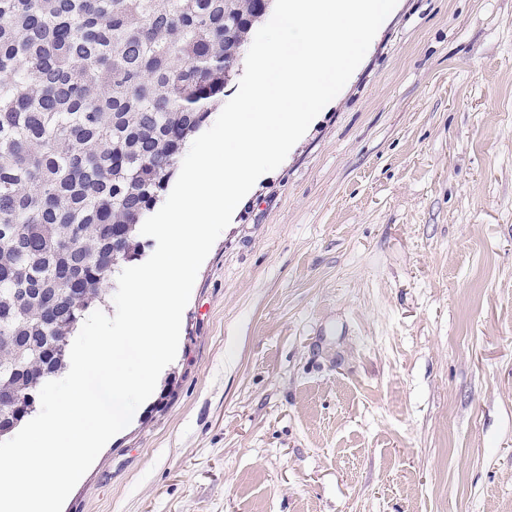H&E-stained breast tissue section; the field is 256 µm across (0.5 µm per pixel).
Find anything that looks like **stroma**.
<instances>
[{
    "label": "stroma",
    "mask_w": 512,
    "mask_h": 512,
    "mask_svg": "<svg viewBox=\"0 0 512 512\" xmlns=\"http://www.w3.org/2000/svg\"><path fill=\"white\" fill-rule=\"evenodd\" d=\"M62 512H512V0H397Z\"/></svg>",
    "instance_id": "stroma-1"
}]
</instances>
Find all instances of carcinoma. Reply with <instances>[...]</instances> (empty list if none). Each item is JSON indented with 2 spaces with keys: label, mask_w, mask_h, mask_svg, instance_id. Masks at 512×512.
<instances>
[{
  "label": "carcinoma",
  "mask_w": 512,
  "mask_h": 512,
  "mask_svg": "<svg viewBox=\"0 0 512 512\" xmlns=\"http://www.w3.org/2000/svg\"><path fill=\"white\" fill-rule=\"evenodd\" d=\"M271 0H0V438L224 100Z\"/></svg>",
  "instance_id": "carcinoma-1"
}]
</instances>
